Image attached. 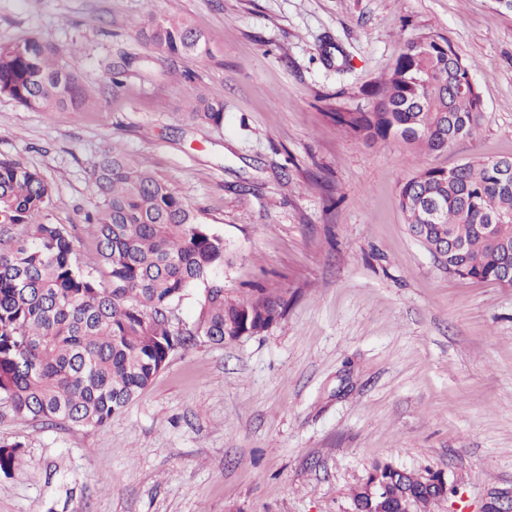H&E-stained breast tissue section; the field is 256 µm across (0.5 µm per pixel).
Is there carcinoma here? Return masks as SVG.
Wrapping results in <instances>:
<instances>
[{
    "label": "carcinoma",
    "instance_id": "obj_1",
    "mask_svg": "<svg viewBox=\"0 0 512 512\" xmlns=\"http://www.w3.org/2000/svg\"><path fill=\"white\" fill-rule=\"evenodd\" d=\"M157 53L203 57L210 38L177 19L141 30ZM473 64L445 37L407 40L370 110L336 112V124L366 144L399 140L427 152L472 138L483 120ZM0 95L34 111L78 110L88 98L79 69L40 37L0 46ZM187 120L220 127L224 105L196 95ZM503 159L426 166L399 186L409 233L462 279L501 284L512 251V174ZM98 203L86 216L96 266L76 258L75 236L46 222L52 192L40 174L0 160V399L14 415L102 426L198 336L222 345L257 336L281 317L280 297L224 293V237L200 222L167 181L118 148L90 164ZM199 286L193 326L175 312ZM22 445H0L9 475ZM457 493L435 477L377 462L352 490L356 512H431Z\"/></svg>",
    "mask_w": 512,
    "mask_h": 512
}]
</instances>
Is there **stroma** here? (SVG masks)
Here are the masks:
<instances>
[{
	"label": "stroma",
	"mask_w": 512,
	"mask_h": 512,
	"mask_svg": "<svg viewBox=\"0 0 512 512\" xmlns=\"http://www.w3.org/2000/svg\"><path fill=\"white\" fill-rule=\"evenodd\" d=\"M152 18L208 34L212 58L151 55L138 31ZM32 36L92 93L78 112L0 95V159L40 173L79 263L96 256L89 162L116 146L223 236L230 296L261 288L286 310L261 335L177 349L101 427L0 403V445H23L0 512H349L378 461L454 475L436 512H479L512 487V288L448 274L398 206L420 166L512 156V14L492 0H0V44ZM421 36L474 63L473 139L421 155L328 117L368 110ZM200 90L223 102L222 128L184 121Z\"/></svg>",
	"instance_id": "1"
}]
</instances>
